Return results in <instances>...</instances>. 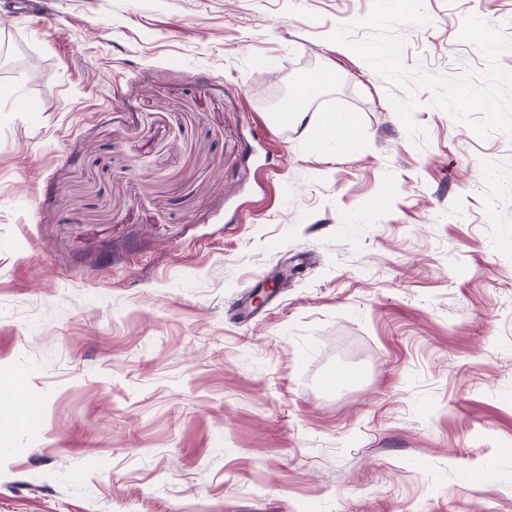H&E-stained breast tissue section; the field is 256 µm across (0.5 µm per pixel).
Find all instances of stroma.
<instances>
[{
    "label": "stroma",
    "mask_w": 512,
    "mask_h": 512,
    "mask_svg": "<svg viewBox=\"0 0 512 512\" xmlns=\"http://www.w3.org/2000/svg\"><path fill=\"white\" fill-rule=\"evenodd\" d=\"M372 7L0 0V394L42 404L0 412V512H512V140L422 89L414 145L330 39ZM425 9L432 75L485 69L467 15L512 37ZM357 121L347 112H328L324 115L312 148L322 152L348 151L355 142Z\"/></svg>",
    "instance_id": "1"
}]
</instances>
